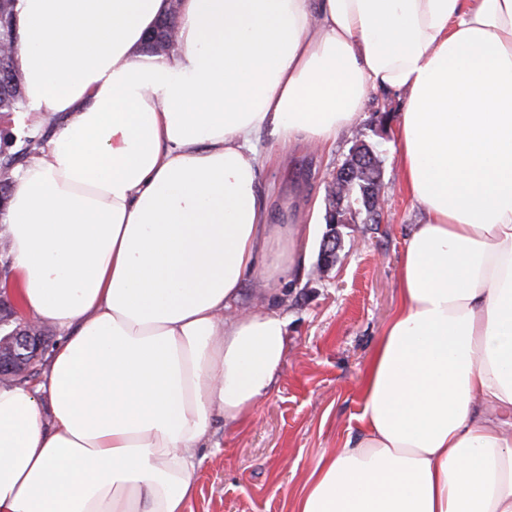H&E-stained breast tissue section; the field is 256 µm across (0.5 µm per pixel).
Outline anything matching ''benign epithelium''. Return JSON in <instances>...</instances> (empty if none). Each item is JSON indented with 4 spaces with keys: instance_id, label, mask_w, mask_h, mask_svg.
I'll return each instance as SVG.
<instances>
[{
    "instance_id": "7a95c632",
    "label": "benign epithelium",
    "mask_w": 512,
    "mask_h": 512,
    "mask_svg": "<svg viewBox=\"0 0 512 512\" xmlns=\"http://www.w3.org/2000/svg\"><path fill=\"white\" fill-rule=\"evenodd\" d=\"M352 175L348 164L336 168L334 178L329 182L330 203L326 223L329 231L323 238L320 250L319 269L332 265L341 248L340 226L351 223V217L344 206V200L338 195V179ZM0 320L13 326L12 331L0 337V375L21 379L36 369V363L42 353L45 337L40 334L41 326L18 318L10 304L0 299Z\"/></svg>"
}]
</instances>
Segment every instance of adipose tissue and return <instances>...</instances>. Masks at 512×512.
Returning a JSON list of instances; mask_svg holds the SVG:
<instances>
[{"mask_svg":"<svg viewBox=\"0 0 512 512\" xmlns=\"http://www.w3.org/2000/svg\"><path fill=\"white\" fill-rule=\"evenodd\" d=\"M17 0L24 110L62 121L0 212L38 383L0 382V512H187L214 417L281 369L311 227L269 223L251 143L325 148L371 92L420 204L355 429L291 512H512V0ZM265 293L241 308L242 285Z\"/></svg>","mask_w":512,"mask_h":512,"instance_id":"ef3b65f1","label":"adipose tissue"}]
</instances>
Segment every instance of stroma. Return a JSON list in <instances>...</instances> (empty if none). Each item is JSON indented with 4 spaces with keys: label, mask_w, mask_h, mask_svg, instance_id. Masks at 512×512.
Masks as SVG:
<instances>
[{
    "label": "stroma",
    "mask_w": 512,
    "mask_h": 512,
    "mask_svg": "<svg viewBox=\"0 0 512 512\" xmlns=\"http://www.w3.org/2000/svg\"><path fill=\"white\" fill-rule=\"evenodd\" d=\"M397 95L371 93L365 117L331 151L284 146L270 133L254 141L264 158L260 196L273 224H304L311 207L326 209V185L355 141L377 150L386 199L381 221L364 215L342 227V247L326 271L309 265L295 275L283 312L288 353L253 426L213 420L187 512H288L320 454L345 439L366 395L384 327L400 302L398 264L422 209L404 191L383 142L401 110Z\"/></svg>",
    "instance_id": "35a3bbf8"
}]
</instances>
